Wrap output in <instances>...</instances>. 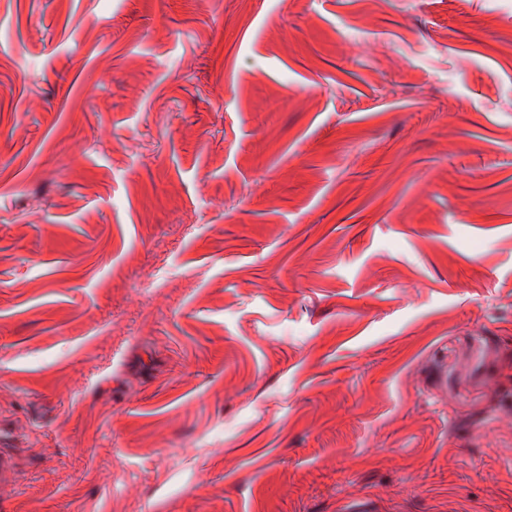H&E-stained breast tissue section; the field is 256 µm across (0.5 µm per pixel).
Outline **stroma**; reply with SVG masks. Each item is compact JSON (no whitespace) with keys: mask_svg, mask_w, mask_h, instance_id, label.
Instances as JSON below:
<instances>
[{"mask_svg":"<svg viewBox=\"0 0 512 512\" xmlns=\"http://www.w3.org/2000/svg\"><path fill=\"white\" fill-rule=\"evenodd\" d=\"M0 427V512H512V0H0Z\"/></svg>","mask_w":512,"mask_h":512,"instance_id":"1","label":"stroma"}]
</instances>
